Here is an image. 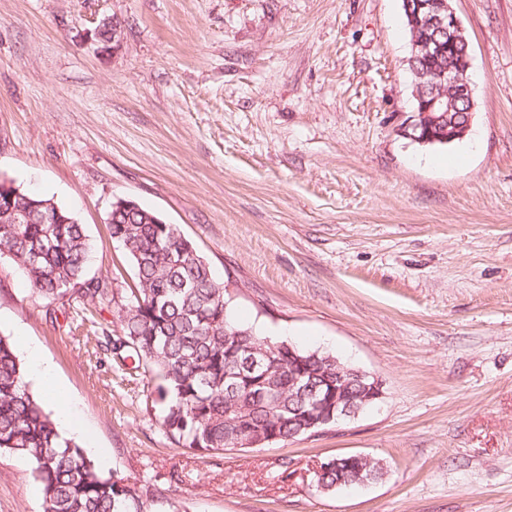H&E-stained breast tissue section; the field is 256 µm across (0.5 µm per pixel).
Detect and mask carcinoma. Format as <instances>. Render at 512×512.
<instances>
[{
	"mask_svg": "<svg viewBox=\"0 0 512 512\" xmlns=\"http://www.w3.org/2000/svg\"><path fill=\"white\" fill-rule=\"evenodd\" d=\"M61 224L44 223L45 208L32 209L26 224L0 217V259L18 267L33 294L43 300L112 302L107 277L88 274L89 243L71 212L59 208ZM157 213L112 204L108 229L135 269L137 285L118 310L113 353L132 359L154 375L153 404L159 425L178 448L222 453L231 434L278 435L285 442L306 412L307 394L295 388L297 366L288 343L262 375L250 370L249 351L263 338L231 321L226 285L175 224H156ZM294 352L307 367L317 394L336 374V356L319 350ZM239 377L227 392L224 376ZM362 380L353 377L348 400L363 410ZM28 460L39 483L44 512H147V504L123 479L101 471L85 449L64 437L31 391L11 342L0 336V453ZM350 456L313 475L312 487L326 493L349 469Z\"/></svg>",
	"mask_w": 512,
	"mask_h": 512,
	"instance_id": "obj_1",
	"label": "carcinoma"
}]
</instances>
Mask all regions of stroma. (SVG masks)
Returning <instances> with one entry per match:
<instances>
[{
  "label": "stroma",
  "mask_w": 512,
  "mask_h": 512,
  "mask_svg": "<svg viewBox=\"0 0 512 512\" xmlns=\"http://www.w3.org/2000/svg\"><path fill=\"white\" fill-rule=\"evenodd\" d=\"M452 6L475 117L423 147L398 133L401 0H0V177L74 214L114 293L77 314L2 262L0 335L151 512H512V0ZM108 16L116 48L95 35ZM119 199L178 225L234 322L378 377L379 401L263 448L172 445L150 375L103 350L136 285L106 228ZM348 454L383 476L315 493ZM0 512H43L24 458L0 455Z\"/></svg>",
  "instance_id": "35a3bbf8"
}]
</instances>
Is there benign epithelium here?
<instances>
[{"label":"benign epithelium","mask_w":512,"mask_h":512,"mask_svg":"<svg viewBox=\"0 0 512 512\" xmlns=\"http://www.w3.org/2000/svg\"><path fill=\"white\" fill-rule=\"evenodd\" d=\"M453 0H405L406 14L416 29L431 32L422 39H415L419 56L431 58L442 50L443 42H448V54L453 60L441 67L433 66L421 71L418 77L421 86L431 88V92L415 95L418 107L414 115L399 133L412 139L419 130L426 131L423 139L447 136L448 142L463 139L472 126L475 103L470 77L471 52L464 38V29L453 6ZM98 32L106 33V38L116 44L122 40V23L116 18H105ZM343 371H336V390L326 397H314L309 403L302 428L321 430L335 426L339 422L356 416L358 411L345 398Z\"/></svg>","instance_id":"benign-epithelium-1"}]
</instances>
